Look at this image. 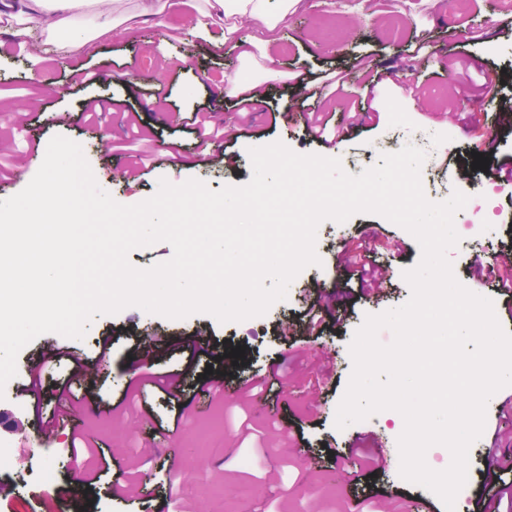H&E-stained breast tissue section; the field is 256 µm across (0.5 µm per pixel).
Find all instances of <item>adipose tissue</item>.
Segmentation results:
<instances>
[{
    "mask_svg": "<svg viewBox=\"0 0 512 512\" xmlns=\"http://www.w3.org/2000/svg\"><path fill=\"white\" fill-rule=\"evenodd\" d=\"M269 0H204L206 10L224 13L239 23L262 22L275 27L293 6V0H278L277 11H269ZM95 11L102 17L103 28L112 31L123 24V17L113 14V0H0V16L20 25L34 24L50 42H63L70 47L90 41L88 33L78 32L74 19L84 11Z\"/></svg>",
    "mask_w": 512,
    "mask_h": 512,
    "instance_id": "1",
    "label": "adipose tissue"
}]
</instances>
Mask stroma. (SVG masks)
<instances>
[{
	"mask_svg": "<svg viewBox=\"0 0 512 512\" xmlns=\"http://www.w3.org/2000/svg\"><path fill=\"white\" fill-rule=\"evenodd\" d=\"M159 13L131 30L101 33L73 50L46 43L40 28L29 25L21 36L0 35V200L20 192L41 166L52 136L77 143L103 190L119 204L134 205L155 194L159 179L179 185L190 178L210 189L241 185L252 177L248 150L276 141L299 154L340 159L346 172L360 174L375 165V142L397 137L402 125L451 133L448 157L434 160L423 186L426 198L446 200L453 190L470 199L485 194L484 171L462 174L459 163L481 141L488 154L512 158V7L506 0H470L463 15L453 14L451 0H354L349 14L335 16L336 0H296L275 29L255 22L225 35L219 16L201 18L202 0H178L167 7L154 0ZM224 38L222 53H213L211 38ZM424 42L414 52V42ZM387 76L369 85L357 60ZM272 70L267 97L252 111L233 107L231 79L252 68ZM91 68L106 77L88 88L70 81L73 70ZM327 69L345 75L342 92L322 87ZM504 71L509 83L504 99L468 120L448 110L449 98L475 102L488 71ZM305 83H296L298 75ZM164 97L154 100L153 90ZM102 97L111 103L105 119L81 117L82 100ZM368 117L356 119L352 103ZM202 110L212 125L223 128L220 156L210 159L195 130L185 126L186 113ZM281 113L272 120L271 111ZM319 110L341 126L335 149L313 142L303 122L286 121L284 113ZM147 153V174L130 179L122 169L133 156ZM472 209L457 216L458 246L447 253L456 278L470 291L490 295L474 272L473 254L512 249V227L498 226L486 238L473 237ZM392 231L396 255H382L393 276L377 301L361 297L356 275L342 269L344 240L365 230ZM320 265L305 268L291 282L284 300L261 316L241 322H217L205 314L167 319L130 306L114 315H97L83 339L56 333L37 337L21 350L19 371L0 391V441L12 448L14 469L0 472V512H346L349 501L364 512L393 498L429 501L445 512L427 489L399 476L397 439L404 420L394 410L337 429V406L352 371L349 343L369 314L407 302L411 290L402 273L420 257L415 238L379 215L357 214L346 222L323 221L316 232ZM320 288L334 293L335 310L320 337L306 335L300 311L308 294ZM111 339L112 358L101 362L89 379L69 363L44 372L41 400L26 396L24 365L53 348L71 345L94 356L97 343ZM156 339L152 358L140 355L144 340ZM244 347L232 368L219 358L226 348ZM333 352L335 364L320 351ZM287 355L288 370L279 374L272 392L240 404L232 397L211 399L199 378L212 370L213 382L231 388L249 379L272 358ZM196 370L185 373L187 361ZM181 374L177 395L161 392L149 374ZM512 401V386L489 400L486 424L469 459L474 480L461 512H484L491 486L486 480L487 452L512 451V421L500 415ZM70 412L56 437L38 446L42 423L58 407ZM98 445L108 472L89 492L72 496L71 488L89 471L91 461L71 459L73 432ZM382 449L390 458L385 470L358 472L342 452L350 443ZM54 470L52 481L43 473ZM135 479L140 491L114 496V479Z\"/></svg>",
	"mask_w": 512,
	"mask_h": 512,
	"instance_id": "1",
	"label": "stroma"
}]
</instances>
